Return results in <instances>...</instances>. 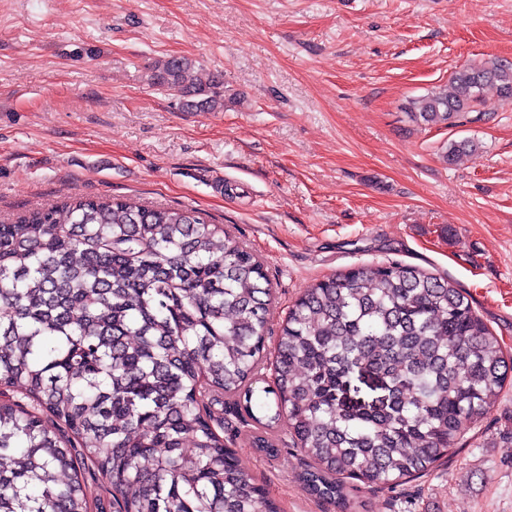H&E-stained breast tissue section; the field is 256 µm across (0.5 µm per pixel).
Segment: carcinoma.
Segmentation results:
<instances>
[{
	"label": "carcinoma",
	"instance_id": "cac0c4a2",
	"mask_svg": "<svg viewBox=\"0 0 512 512\" xmlns=\"http://www.w3.org/2000/svg\"><path fill=\"white\" fill-rule=\"evenodd\" d=\"M190 67L157 61L150 81L188 112L224 110V82L188 85ZM489 86L512 96L511 61L455 69L410 116L456 127L485 113ZM478 148L452 140L443 157ZM271 296L261 260L194 209L69 196L0 222V512H90L87 464L121 512H279L224 443L214 406L226 399L270 457L288 420L305 490L345 507L350 480L392 489L427 475L512 373L460 289L389 261L295 301L269 382Z\"/></svg>",
	"mask_w": 512,
	"mask_h": 512
}]
</instances>
